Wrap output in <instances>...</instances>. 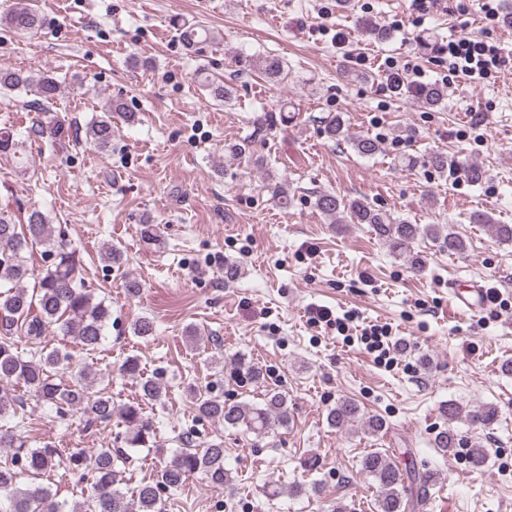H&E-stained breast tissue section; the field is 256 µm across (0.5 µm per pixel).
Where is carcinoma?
I'll list each match as a JSON object with an SVG mask.
<instances>
[{
	"mask_svg": "<svg viewBox=\"0 0 512 512\" xmlns=\"http://www.w3.org/2000/svg\"><path fill=\"white\" fill-rule=\"evenodd\" d=\"M0 22L21 34L38 31L45 25L43 15L31 0H21L15 9L0 16ZM181 32L183 39L195 48L211 40L208 29L200 23L184 26ZM262 70L269 81L282 82L283 67L279 60L264 59ZM200 81L214 101L222 104L231 99L232 89L224 83L206 76L200 77ZM0 90L33 92L35 99L28 104L29 111L45 113L43 119L36 122L34 131L48 135L53 143L69 136L70 127L64 113L50 109L60 93V84L54 76L1 68ZM138 121L137 113L127 111L124 103L113 100L102 115L86 126L85 141L105 151L112 147V139L119 130L118 123L132 125ZM324 133L332 140L350 144L363 157H373L381 152L377 139L351 132L349 119L342 112L326 120ZM21 147L17 135L0 132L1 156L11 155L22 165ZM269 189L282 208L292 206L294 197L287 183L276 182L269 185ZM314 206L333 224L342 223L347 217L352 224L370 225L391 254L407 257L416 270L423 266V258L415 250V244L420 240L436 242L450 254L466 251L464 239L453 230L445 233L438 224L394 221L365 198L346 199L331 192H321L316 196ZM470 221L490 225L497 241L512 244L511 224H497L486 212L473 213ZM37 246L44 248L43 254L52 257L53 261L43 269L30 289L26 285L29 276L26 253ZM100 254L109 267L123 264L122 251L115 244H103ZM81 263L77 250L55 239L52 225L42 211L36 208L28 211L22 224L0 214V420L18 417L26 400L30 399L48 408L54 418L61 421L78 410L89 424H109L117 417L126 426L123 443L127 448H152L156 431L152 420L144 414L142 404L161 405L165 402L167 391L159 382L144 380L140 383L142 402L117 405L106 388L99 387L112 372L85 367L71 379L62 380L56 377V372L70 363L71 354L66 350L41 348L28 356L18 351V338L37 341L50 327L86 351H93L101 344L112 311L87 290L80 276ZM132 332L148 338L155 335L156 326L152 319L143 316L134 321ZM235 364L238 374L256 384L264 381L258 366L243 358L236 359ZM19 384L26 389L28 399H18L3 392V388ZM188 392L197 419L241 429L257 438L277 427L288 426L292 419L286 397L274 389L266 391L260 404L227 403L220 395L203 393L192 386L188 387ZM441 414L450 422L465 414L470 420L488 427L496 422L498 410L485 405L467 414L463 406L450 402L442 405ZM359 415L360 408L354 401L340 399L329 410L327 421L332 427L342 428ZM181 442L184 446L172 452L157 479L141 484L130 499L124 492L121 471L117 469L120 449L99 448L89 454L83 448H74L64 457L48 444L33 447L26 437L0 428V448L10 451L9 457L0 460V494L10 498L11 512H164V494L177 490L191 476L201 475L221 493L233 488V477L224 468L223 439L197 441L189 432ZM64 466L89 485L88 495L70 507L58 501L50 487L39 482L44 475ZM361 469L373 478L380 490L378 512H407L412 495L411 486L406 484L408 473L381 451L366 454L361 460Z\"/></svg>",
	"mask_w": 512,
	"mask_h": 512,
	"instance_id": "cac0c4a2",
	"label": "carcinoma"
}]
</instances>
